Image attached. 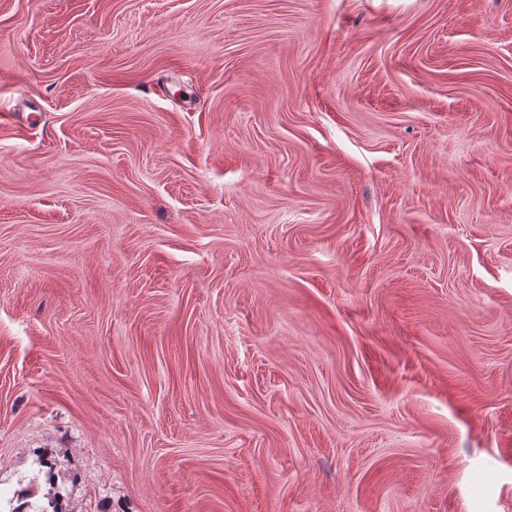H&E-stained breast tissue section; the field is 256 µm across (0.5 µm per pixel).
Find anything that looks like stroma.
<instances>
[{
    "mask_svg": "<svg viewBox=\"0 0 512 512\" xmlns=\"http://www.w3.org/2000/svg\"><path fill=\"white\" fill-rule=\"evenodd\" d=\"M512 512V0H0V498Z\"/></svg>",
    "mask_w": 512,
    "mask_h": 512,
    "instance_id": "35a3bbf8",
    "label": "stroma"
}]
</instances>
